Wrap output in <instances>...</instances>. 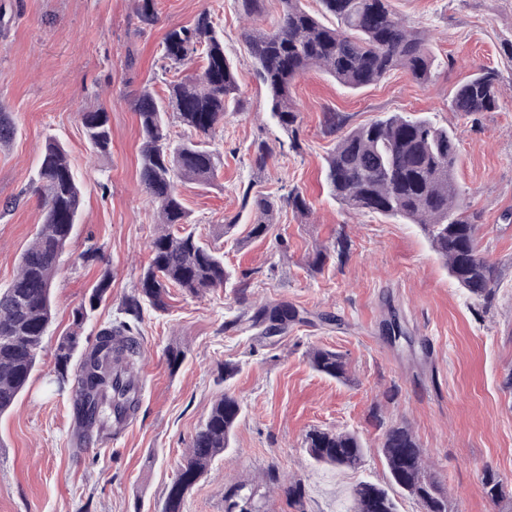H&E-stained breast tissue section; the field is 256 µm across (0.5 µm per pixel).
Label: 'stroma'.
<instances>
[{"label":"stroma","mask_w":512,"mask_h":512,"mask_svg":"<svg viewBox=\"0 0 512 512\" xmlns=\"http://www.w3.org/2000/svg\"><path fill=\"white\" fill-rule=\"evenodd\" d=\"M394 9L424 30L436 60L432 80L418 84L401 71L352 91L318 70L293 84L301 113L302 149L293 151L272 119L266 92L245 45L252 22L236 0H157L156 23L136 33L134 0H0V110L18 132L0 147V287L41 221L33 190L49 139L62 144L82 190L81 217L53 285L54 319L37 368L16 405L0 414V512H161L167 490L211 403L224 391L226 359L239 360L233 389L244 413L233 448L216 459L186 494L183 512H224V490L258 484L269 466L297 476L306 512H350L351 491L369 481L388 486L379 449L383 424L405 423L432 471L448 486L451 512H512V497L491 499L483 472L512 485V0H392ZM209 12L224 30L245 103L225 118L213 141L223 164L214 185H180L193 227L224 253L235 276H248L257 298L287 301L330 325H296L281 343L263 347L251 333L225 334L238 310L230 291L192 298L172 290L169 308H145L139 325L144 357L141 403L127 431L109 446L76 452L70 392L49 386L53 348L103 274L112 294L83 326L93 339L117 317L125 295L148 264L158 231L155 206L139 182V129L133 93L149 86L165 96L161 44L173 27ZM496 69L504 96L498 109L461 119L449 109L455 86L480 68ZM105 107L112 151L90 147L81 112ZM346 112L353 124L385 112L427 116L454 128L456 177L481 214V247L501 268L491 301L478 305L449 276L419 225L375 213L350 214L328 192L325 160L335 145L323 130L326 112ZM271 154L263 172L253 145ZM276 196L299 188L310 210L283 206L265 239L247 241L240 222L235 241L224 219L240 207L248 183ZM352 246L344 264L328 261L310 273L313 249L337 235ZM288 242L287 255L276 238ZM92 260H85V253ZM397 319L404 335L385 331ZM185 356L167 364L169 349ZM342 353L350 379L313 371L307 353ZM314 428L353 430L368 444L357 469L315 464L303 441Z\"/></svg>","instance_id":"35a3bbf8"}]
</instances>
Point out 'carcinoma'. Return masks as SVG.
I'll use <instances>...</instances> for the list:
<instances>
[{"instance_id":"obj_1","label":"carcinoma","mask_w":512,"mask_h":512,"mask_svg":"<svg viewBox=\"0 0 512 512\" xmlns=\"http://www.w3.org/2000/svg\"><path fill=\"white\" fill-rule=\"evenodd\" d=\"M248 18L263 20L267 0H237ZM328 26L305 10L300 0H280V15L269 25L250 29L245 40L260 83L270 96L271 117L287 133L290 148L301 149L300 113L291 95L295 80L316 68L341 85L357 90L403 70L424 84L431 79L433 56L427 34L397 14L391 0H318ZM136 31L157 20L155 0H136ZM197 56L203 71L194 77L169 82L168 96L147 87L134 91L141 146L139 181L156 206L162 232L151 240L150 260L137 288L121 303V319L99 328L93 341L82 343L81 330L112 286L103 275L72 312L71 330L56 340L53 373L60 387H72L74 439L84 445L94 435L112 433V418H132L140 406L139 370L143 348L139 323L144 305L165 311L170 289L190 297L231 289L239 311L224 320L226 333L254 332L263 346L271 336H283L304 322L303 310L285 301L254 300L248 277L233 279L224 266V254L203 242L192 230L177 186L184 181L210 184L218 174L219 159L210 148L224 118L243 111L234 71L224 54V34L208 12L190 26L167 31L162 58L173 69ZM504 95L499 74L481 69L459 85L450 110L463 118L492 112ZM176 117L190 135L176 145L170 142V117ZM91 148L107 155L112 131L105 108L80 114ZM324 132L339 138L326 158L325 181L329 193L347 211L376 213L407 220L421 227L449 275L477 303L487 302L500 280L498 265L479 245L481 225L469 212L455 169L458 142L453 131L424 116L388 112L364 124H351L345 112H326ZM17 125L9 112H0V145L11 143ZM35 192L42 201V220L32 242L21 256L10 284L0 287V414L10 410L36 370L38 355L54 317L53 281L65 247L78 223L82 206L79 183L62 145L49 140L39 160ZM303 215L306 198L297 189L275 197L243 188L242 212L224 219L229 240L241 217L250 220L247 238H265L276 223L282 203ZM183 225L175 231L173 227ZM350 239L339 234L328 246L308 255V269L323 271L334 258L344 263ZM308 359L314 371L337 381L349 380L346 358L334 349L312 348ZM224 393L211 405L206 419L185 451L162 512H182L186 492L220 455L231 450L235 429L243 414L230 383L240 363L224 361ZM308 456L317 464L356 468L363 462L366 443L355 431L313 429L304 439ZM381 452L389 483L416 499L423 512H449L448 490L430 468L419 443L404 424H391L382 434ZM267 489L284 488L295 512H305L301 480L288 478L271 467L261 478ZM482 484L493 499L504 496V482L485 472ZM247 501L262 512L257 489L237 484L224 491V503ZM353 512H398L387 489L369 482L352 491Z\"/></svg>"}]
</instances>
